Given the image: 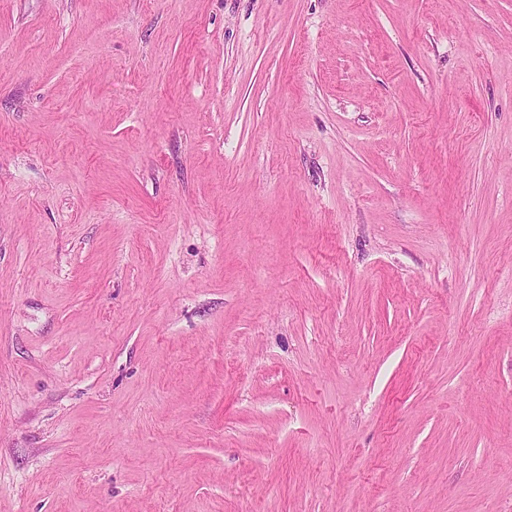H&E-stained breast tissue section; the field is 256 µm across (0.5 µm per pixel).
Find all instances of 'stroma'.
Masks as SVG:
<instances>
[{
  "mask_svg": "<svg viewBox=\"0 0 512 512\" xmlns=\"http://www.w3.org/2000/svg\"><path fill=\"white\" fill-rule=\"evenodd\" d=\"M0 512H512V0H0Z\"/></svg>",
  "mask_w": 512,
  "mask_h": 512,
  "instance_id": "obj_1",
  "label": "stroma"
}]
</instances>
